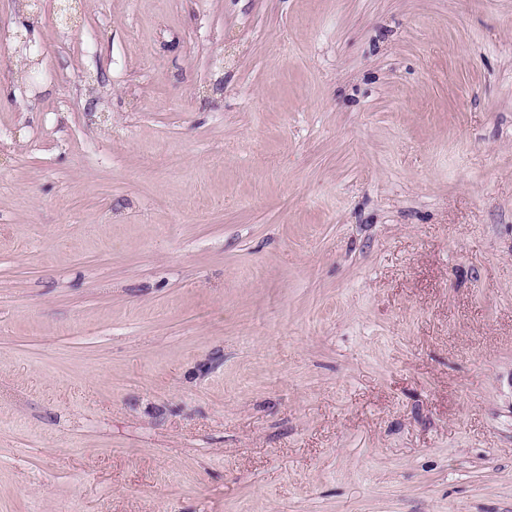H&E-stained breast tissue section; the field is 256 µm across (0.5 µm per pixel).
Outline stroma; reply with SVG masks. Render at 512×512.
Listing matches in <instances>:
<instances>
[{
	"label": "stroma",
	"instance_id": "35a3bbf8",
	"mask_svg": "<svg viewBox=\"0 0 512 512\" xmlns=\"http://www.w3.org/2000/svg\"><path fill=\"white\" fill-rule=\"evenodd\" d=\"M18 4L0 512H512V0Z\"/></svg>",
	"mask_w": 512,
	"mask_h": 512
}]
</instances>
